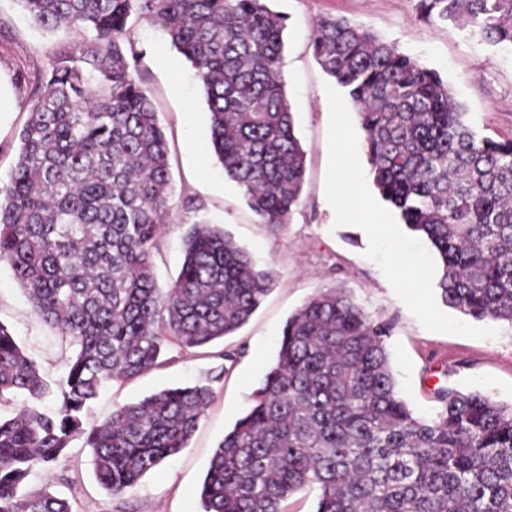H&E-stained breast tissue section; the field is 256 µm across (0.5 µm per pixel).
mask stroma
Here are the masks:
<instances>
[{
  "label": "stroma",
  "instance_id": "1",
  "mask_svg": "<svg viewBox=\"0 0 512 512\" xmlns=\"http://www.w3.org/2000/svg\"><path fill=\"white\" fill-rule=\"evenodd\" d=\"M283 15L281 72L306 153L300 203L277 233L261 224L240 188L225 178L211 151L209 114L190 63L151 19H140L133 35L139 74L164 130L170 153V219L154 251L158 287L178 275L183 238L197 223L222 227L245 248L257 267L275 266L272 291L235 335L190 351L169 347L163 363L128 381L113 382L90 401L86 422L107 418L120 405L165 388L207 384L213 400L178 455L166 459L138 484L113 495L95 478L92 453L74 440L57 462L36 468L32 486L50 487L69 500L73 512H201L199 491L213 450L251 405L254 391L276 360L285 323L319 290L342 288L372 319L390 324L385 338L400 397L415 416L434 417L435 392L454 387L478 390L512 403V324L492 321L494 338L476 339L426 330L395 296L377 263L366 258L368 237L357 226H336L325 196L329 76L312 55L317 19L339 17L397 46L448 82L483 135L512 136V50H492L469 28L424 17L419 0H269ZM74 33L45 31L27 18L18 0H0V179H7L18 154L24 108L53 54ZM0 324L6 326L49 384H57L70 355L54 329L36 316L9 264L0 263ZM235 352L225 362L224 352Z\"/></svg>",
  "mask_w": 512,
  "mask_h": 512
}]
</instances>
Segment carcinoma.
Returning <instances> with one entry per match:
<instances>
[{
    "label": "carcinoma",
    "instance_id": "obj_1",
    "mask_svg": "<svg viewBox=\"0 0 512 512\" xmlns=\"http://www.w3.org/2000/svg\"><path fill=\"white\" fill-rule=\"evenodd\" d=\"M38 27L78 33L26 107L17 160L0 181V262L33 312L74 350L49 414L37 366L0 324V512H72L26 480L72 441L92 450L120 495L186 447L208 385L158 391L88 425L85 405L138 378L168 347L234 334L276 280L224 229L195 225L178 277L157 286L153 249L169 220L168 148L138 74L132 38L156 22L192 66L224 176L274 231L299 205L306 156L280 75L285 18L266 0H18ZM427 16L512 46V0H420ZM313 56L360 118L373 183L440 261L442 301L512 323V137L480 134L440 74L343 18L314 24ZM389 327L342 288L290 316L253 404L224 435L200 489L201 512H290L305 489L316 512H512V405L441 388L432 420L397 395Z\"/></svg>",
    "mask_w": 512,
    "mask_h": 512
}]
</instances>
